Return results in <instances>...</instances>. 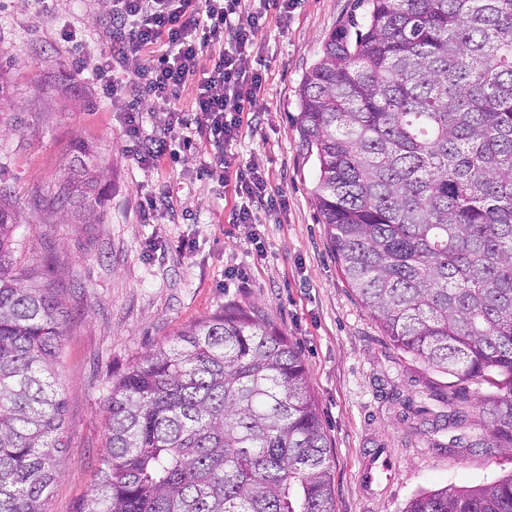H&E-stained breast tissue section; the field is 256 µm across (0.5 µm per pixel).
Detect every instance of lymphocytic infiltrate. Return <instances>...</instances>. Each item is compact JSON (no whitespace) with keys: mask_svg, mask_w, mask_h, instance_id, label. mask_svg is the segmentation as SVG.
<instances>
[{"mask_svg":"<svg viewBox=\"0 0 512 512\" xmlns=\"http://www.w3.org/2000/svg\"><path fill=\"white\" fill-rule=\"evenodd\" d=\"M294 0H108L113 52L92 72L105 96L168 99L193 87L191 110L215 144L231 145L241 135L244 114L266 111L263 73L251 65L249 49L269 13L287 17ZM211 65L201 69L202 55ZM235 173L242 200L238 224L258 212L286 208L285 196L267 191L258 164L234 165L224 156L215 174Z\"/></svg>","mask_w":512,"mask_h":512,"instance_id":"obj_1","label":"lymphocytic infiltrate"}]
</instances>
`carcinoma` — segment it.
I'll list each match as a JSON object with an SVG mask.
<instances>
[{
  "label": "carcinoma",
  "mask_w": 512,
  "mask_h": 512,
  "mask_svg": "<svg viewBox=\"0 0 512 512\" xmlns=\"http://www.w3.org/2000/svg\"><path fill=\"white\" fill-rule=\"evenodd\" d=\"M300 89L315 205L341 272L397 349L486 415L512 452V0H367ZM105 170L84 164L93 191ZM0 199V512H48L65 311L22 284ZM494 391L480 392L485 383ZM98 482L75 512H336L328 437L288 337L251 308L177 334L112 382ZM406 512H512V475L421 492Z\"/></svg>",
  "instance_id": "cac0c4a2"
}]
</instances>
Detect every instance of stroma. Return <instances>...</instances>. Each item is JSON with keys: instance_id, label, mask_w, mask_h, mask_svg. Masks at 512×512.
I'll use <instances>...</instances> for the list:
<instances>
[{"instance_id": "1", "label": "stroma", "mask_w": 512, "mask_h": 512, "mask_svg": "<svg viewBox=\"0 0 512 512\" xmlns=\"http://www.w3.org/2000/svg\"><path fill=\"white\" fill-rule=\"evenodd\" d=\"M295 2L258 35L252 64L268 110L231 147L288 206L237 224L234 180L205 173L217 160L206 133L168 125L173 110L193 120L192 88L143 103L134 140L131 98L108 99L90 80L112 50L106 0H0L11 103L0 113V193L21 215L13 263L22 277L39 269L67 312L57 364L66 438L49 512H74L97 478L113 379L227 307L254 308L299 352L331 446L336 512H404L419 492L512 474L511 454L466 447L438 400L450 376L396 350L341 274L313 200L299 89L325 38L363 22L368 6ZM161 138L165 160L145 165ZM83 162L107 170L90 223L78 192L58 193ZM148 196L157 208L147 216Z\"/></svg>"}]
</instances>
